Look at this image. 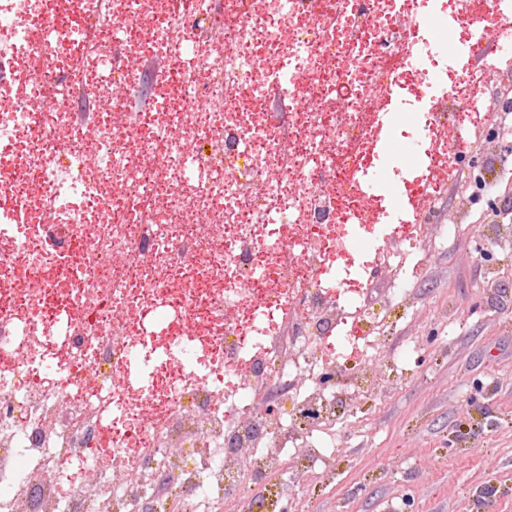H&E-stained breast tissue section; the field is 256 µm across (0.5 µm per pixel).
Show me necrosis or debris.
<instances>
[{"instance_id": "1", "label": "necrosis or debris", "mask_w": 512, "mask_h": 512, "mask_svg": "<svg viewBox=\"0 0 512 512\" xmlns=\"http://www.w3.org/2000/svg\"><path fill=\"white\" fill-rule=\"evenodd\" d=\"M68 0H0V512H214L244 484L284 512L270 475L324 463L320 433L367 379L322 343L362 322L379 348L401 280L337 295L326 268L360 201L356 152L374 69L402 49L401 0H78L94 56L68 38ZM447 13L512 0H423ZM166 60L156 107L114 105L107 56ZM300 106L273 121L268 90ZM207 106L188 107L178 88ZM512 90V70L443 99L448 113ZM342 154L325 187L307 170ZM266 277H254L256 268ZM190 361L193 378L178 368ZM276 392L275 411L259 401Z\"/></svg>"}]
</instances>
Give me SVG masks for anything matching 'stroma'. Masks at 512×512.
Returning a JSON list of instances; mask_svg holds the SVG:
<instances>
[{"instance_id":"stroma-1","label":"stroma","mask_w":512,"mask_h":512,"mask_svg":"<svg viewBox=\"0 0 512 512\" xmlns=\"http://www.w3.org/2000/svg\"><path fill=\"white\" fill-rule=\"evenodd\" d=\"M486 209L430 238L384 345L360 362L371 389L341 412L333 477L271 476L288 512H483L489 487L494 512H512V248L482 242Z\"/></svg>"}]
</instances>
